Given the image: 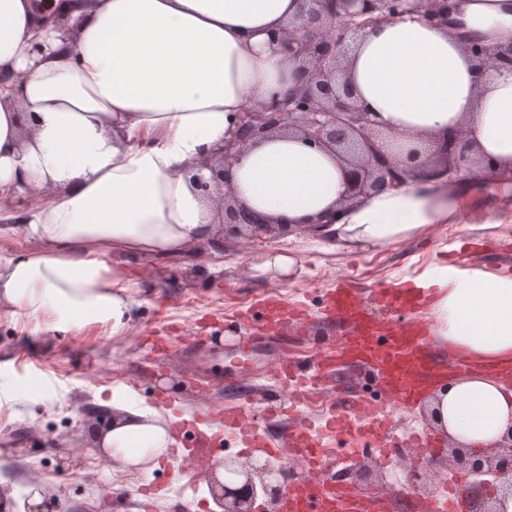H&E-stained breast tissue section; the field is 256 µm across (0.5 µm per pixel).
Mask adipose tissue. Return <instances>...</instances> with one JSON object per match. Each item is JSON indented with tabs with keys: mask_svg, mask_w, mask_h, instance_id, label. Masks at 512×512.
Instances as JSON below:
<instances>
[{
	"mask_svg": "<svg viewBox=\"0 0 512 512\" xmlns=\"http://www.w3.org/2000/svg\"><path fill=\"white\" fill-rule=\"evenodd\" d=\"M64 24H39L33 0H0V193L34 204L23 231L44 247L0 263V295L54 324L123 331L135 305L116 260L179 256L215 236V211L190 170L235 129L240 112L294 87L301 63L279 41L298 0H54ZM457 27L490 50L512 42V0H458ZM41 52H32L33 44ZM355 98L400 155L432 151L466 126L491 171L412 180L345 200L343 168L301 136L279 134L229 167L237 200L273 222L319 219L331 247L379 251L441 224L512 223V69L478 76L447 26L404 13L364 30L343 62ZM32 138L21 142V127ZM441 340L472 372L431 406L451 441L486 450L512 430V276L430 265ZM102 436L127 469L165 457L157 411L113 394Z\"/></svg>",
	"mask_w": 512,
	"mask_h": 512,
	"instance_id": "ef3b65f1",
	"label": "adipose tissue"
}]
</instances>
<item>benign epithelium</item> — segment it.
Returning a JSON list of instances; mask_svg holds the SVG:
<instances>
[{"label":"benign epithelium","mask_w":512,"mask_h":512,"mask_svg":"<svg viewBox=\"0 0 512 512\" xmlns=\"http://www.w3.org/2000/svg\"><path fill=\"white\" fill-rule=\"evenodd\" d=\"M404 2L300 0L298 21L289 28L282 44L302 60L301 82L287 94H275L268 103L240 113L233 136L198 165L211 172L210 180L199 174L193 176L197 190L215 204L217 217L224 224V237L244 235L253 239L288 231V226L272 224L243 207L235 200L232 189L224 187V167L248 147L277 132L294 131L311 144L333 150L343 163L348 201L405 184L418 175L417 152L409 153L403 160L385 149L383 137L375 130L370 114L356 104L341 68L355 36L371 24L405 12ZM424 2L414 0L412 10L422 13L429 21L443 23L453 11L451 0H435L431 9ZM467 46L482 73L512 67V43L494 52L475 40L467 42ZM472 148L473 144L458 130L436 143L433 160L450 175L469 165ZM447 470L478 477L469 485L477 490L485 486L481 477L491 476L496 488L512 495V443L497 456L455 447L448 453V463L431 461L411 470L410 487L439 480ZM231 473L241 477V486H224V493L217 499L224 504V512H252L258 496L276 500L288 488V483L303 480L302 473L291 466L277 469L268 463L261 466L244 463L231 468Z\"/></svg>","instance_id":"7a95c632"}]
</instances>
